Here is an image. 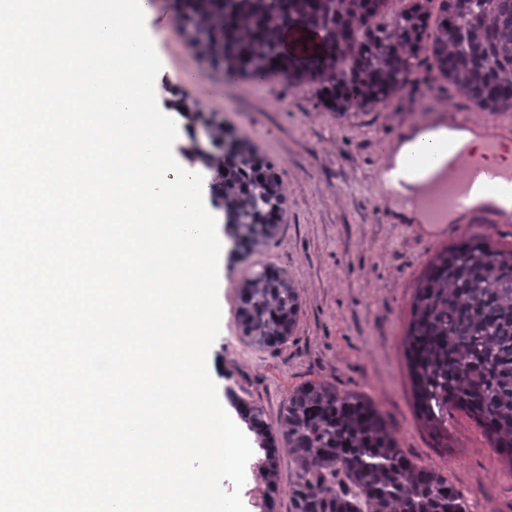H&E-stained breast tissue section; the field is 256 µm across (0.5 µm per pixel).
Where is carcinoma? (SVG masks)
Returning <instances> with one entry per match:
<instances>
[{"label": "carcinoma", "instance_id": "1", "mask_svg": "<svg viewBox=\"0 0 512 512\" xmlns=\"http://www.w3.org/2000/svg\"><path fill=\"white\" fill-rule=\"evenodd\" d=\"M439 2L437 14L431 4ZM175 0V20L195 58L241 80L288 78L312 87L339 115L384 104L411 81L422 52L456 94L481 112H512V0ZM318 34L288 49L286 34ZM195 116L214 158L212 194L241 256L261 252L287 222L279 167L248 136ZM239 336L274 349L296 332L302 290L285 268L254 264L236 286ZM405 357L416 415L440 448L448 417L462 410L512 469V249L471 234L436 252L414 291ZM267 466V508L288 449L293 512H470L468 500L433 467L405 455L378 405L327 382L288 393L279 419L230 394Z\"/></svg>", "mask_w": 512, "mask_h": 512}]
</instances>
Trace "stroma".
Masks as SVG:
<instances>
[{
    "mask_svg": "<svg viewBox=\"0 0 512 512\" xmlns=\"http://www.w3.org/2000/svg\"><path fill=\"white\" fill-rule=\"evenodd\" d=\"M199 81L223 88L222 95L207 96L209 111L223 113L228 128L250 136L281 165L288 218L259 259L285 267L304 302L299 330L287 343L271 350L247 346L236 327V284L251 263L225 261L220 333L208 354L219 392L231 389L261 405L272 423L288 393L306 382L365 393L394 425L411 461L441 468L472 512H512V469L471 418L454 412L446 451L420 426L405 361L410 306L426 264L477 226L414 236L405 225L380 222L372 206L381 145L417 120L435 122L440 103L464 113L470 105L425 62L384 111L344 117L325 110L310 87L291 89L271 79L239 84L212 70ZM281 100L287 108H278Z\"/></svg>",
    "mask_w": 512,
    "mask_h": 512,
    "instance_id": "35a3bbf8",
    "label": "stroma"
}]
</instances>
